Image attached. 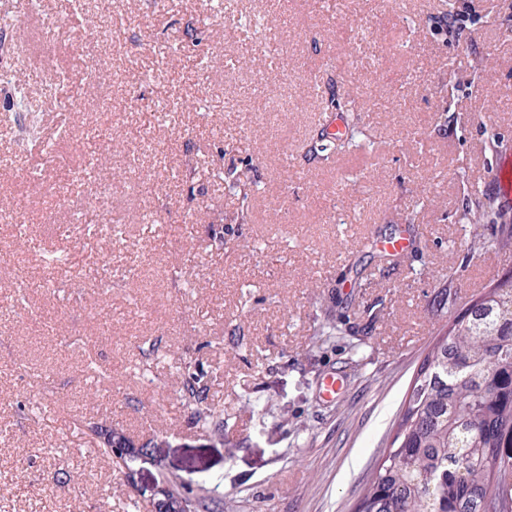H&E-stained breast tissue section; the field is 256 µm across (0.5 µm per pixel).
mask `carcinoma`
<instances>
[{
	"label": "carcinoma",
	"instance_id": "cac0c4a2",
	"mask_svg": "<svg viewBox=\"0 0 512 512\" xmlns=\"http://www.w3.org/2000/svg\"><path fill=\"white\" fill-rule=\"evenodd\" d=\"M416 375L400 409L392 440L369 479L358 512H483L487 499L503 497L512 512V492L502 470L512 461L499 449L512 444V276L475 301L468 317L452 321ZM182 406L203 430L224 428L222 412L209 397L205 372L186 362ZM89 437L97 455H115L112 439L123 429L93 424ZM172 503L189 512H211L214 497L164 476Z\"/></svg>",
	"mask_w": 512,
	"mask_h": 512
}]
</instances>
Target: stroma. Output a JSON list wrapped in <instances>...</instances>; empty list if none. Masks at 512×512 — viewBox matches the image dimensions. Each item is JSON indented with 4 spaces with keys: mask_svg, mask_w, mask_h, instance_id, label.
Listing matches in <instances>:
<instances>
[{
    "mask_svg": "<svg viewBox=\"0 0 512 512\" xmlns=\"http://www.w3.org/2000/svg\"><path fill=\"white\" fill-rule=\"evenodd\" d=\"M446 3L110 0L99 40L101 0H0V512H136L91 422L156 445L142 482L224 512H355L439 333L512 271V0H473L458 44ZM33 70L21 148L8 101ZM338 118L358 145L327 160ZM184 361L223 438L183 408ZM102 425L93 424L88 427L90 434V442L93 445L94 451L97 455L111 459L115 455L114 448H112V439L115 437L127 438L123 429L115 426L103 429Z\"/></svg>",
    "mask_w": 512,
    "mask_h": 512,
    "instance_id": "35a3bbf8",
    "label": "stroma"
}]
</instances>
